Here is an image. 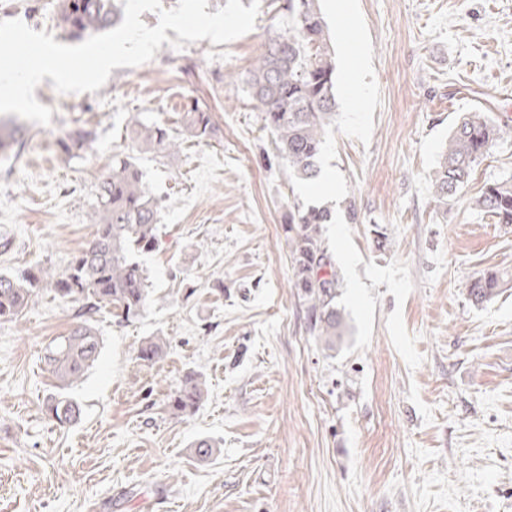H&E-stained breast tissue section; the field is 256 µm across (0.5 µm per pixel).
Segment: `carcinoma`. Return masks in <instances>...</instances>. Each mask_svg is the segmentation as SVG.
I'll return each instance as SVG.
<instances>
[{
	"label": "carcinoma",
	"mask_w": 512,
	"mask_h": 512,
	"mask_svg": "<svg viewBox=\"0 0 512 512\" xmlns=\"http://www.w3.org/2000/svg\"><path fill=\"white\" fill-rule=\"evenodd\" d=\"M319 0H279L283 27L262 43L245 77L250 97L257 103L263 129L272 137L273 157L290 166L303 180L319 177L318 155L324 133L336 116V60L327 35ZM122 19L117 0H58V25L72 39H82L115 27ZM191 137L207 141L215 133L211 113L194 103L181 117ZM132 152L112 156V166L97 178L93 204L92 239L58 273L41 265L20 275L0 274V320L21 314L37 292L51 287L60 300L78 301L85 312L68 335L54 343L48 364L62 388L77 382L97 361L100 339L90 314L112 309L124 318L139 315L152 302L148 269L141 255L156 249L161 221L159 200L148 190L134 155L173 153L181 142L166 126L134 116L126 125ZM25 133L0 130V161L18 155ZM512 138L511 126L489 121L481 112H469L448 136L432 180L433 199L448 201L468 184L474 167L498 141ZM94 132L80 129L61 140L68 159L78 158ZM475 208L490 214L496 223L512 224V183L487 185L474 200ZM334 212L326 206L288 205L286 233L293 259V282L303 300L309 332L325 348L336 349L343 339V317L338 307L342 283L323 236ZM512 280L496 271L473 280L471 300L487 303ZM166 342L152 336L142 342L137 359L146 366L157 363ZM207 394L205 381L188 373L169 398V408L184 416L193 414ZM46 414L60 425L78 420L81 408L65 392L49 396ZM192 453L199 459L214 454L216 445L198 438Z\"/></svg>",
	"instance_id": "carcinoma-1"
}]
</instances>
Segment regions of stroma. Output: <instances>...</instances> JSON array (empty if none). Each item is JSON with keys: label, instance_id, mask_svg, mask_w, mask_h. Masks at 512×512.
Segmentation results:
<instances>
[{"label": "stroma", "instance_id": "obj_1", "mask_svg": "<svg viewBox=\"0 0 512 512\" xmlns=\"http://www.w3.org/2000/svg\"><path fill=\"white\" fill-rule=\"evenodd\" d=\"M255 27L229 43L203 39L112 69L95 92L35 90L53 110L0 165V274L42 263L63 271L91 239L95 184L126 146L133 115L176 125L207 107L215 136L138 164L163 199L147 255L154 297L125 322L96 316L101 352L68 389L81 419L59 425L48 346L78 304L42 289L0 322V512H512V289L473 304L469 282L512 274V226L474 209L485 184L512 179L500 141L447 207L431 181L464 113L512 124V0H360L382 105L369 144L336 134L355 206L362 282L377 299L363 353L340 357L311 336L283 231L293 185L270 163L245 76L279 18L259 0ZM57 0H0L19 19L69 38ZM94 140L64 160L59 141ZM389 237L386 250L376 231ZM168 347L141 365L144 338ZM190 370L207 397L191 417L168 400ZM209 438L219 452L197 459ZM94 139V132L92 130L80 129L67 136V138L60 140L63 152L71 160L79 158L81 152L85 149L88 142Z\"/></svg>", "mask_w": 512, "mask_h": 512}]
</instances>
